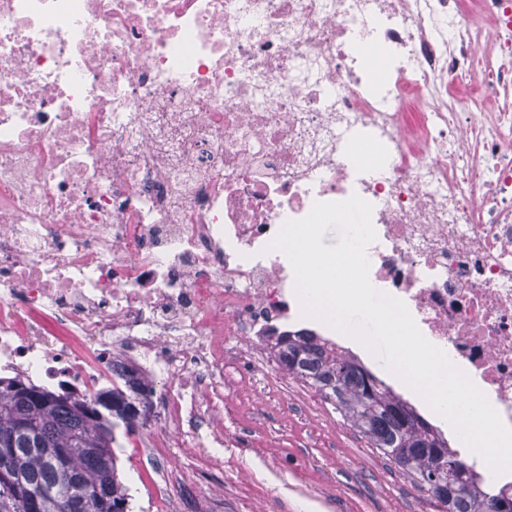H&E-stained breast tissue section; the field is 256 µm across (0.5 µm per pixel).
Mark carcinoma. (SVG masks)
Wrapping results in <instances>:
<instances>
[{
	"instance_id": "cac0c4a2",
	"label": "carcinoma",
	"mask_w": 512,
	"mask_h": 512,
	"mask_svg": "<svg viewBox=\"0 0 512 512\" xmlns=\"http://www.w3.org/2000/svg\"><path fill=\"white\" fill-rule=\"evenodd\" d=\"M275 348L282 370L314 389L445 512H512L503 510L511 493L354 356L301 332L276 337ZM120 367L121 383L89 399L0 378V512H66L68 503L82 504L81 512H130L115 429L131 435L144 423L154 384L136 365ZM27 489L37 493L32 511Z\"/></svg>"
}]
</instances>
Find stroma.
Listing matches in <instances>:
<instances>
[{"label":"stroma","mask_w":512,"mask_h":512,"mask_svg":"<svg viewBox=\"0 0 512 512\" xmlns=\"http://www.w3.org/2000/svg\"><path fill=\"white\" fill-rule=\"evenodd\" d=\"M143 433H117L131 512H158L153 481L174 485L176 507L196 512H437L435 504L333 408L280 368L224 363V445L177 467L139 453Z\"/></svg>","instance_id":"stroma-1"}]
</instances>
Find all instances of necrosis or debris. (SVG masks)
Masks as SVG:
<instances>
[{
  "label": "necrosis or debris",
  "instance_id": "1",
  "mask_svg": "<svg viewBox=\"0 0 512 512\" xmlns=\"http://www.w3.org/2000/svg\"><path fill=\"white\" fill-rule=\"evenodd\" d=\"M354 194L372 286L512 427V0H0V374L140 363L145 455L223 444L225 358L296 328L271 241Z\"/></svg>",
  "mask_w": 512,
  "mask_h": 512
}]
</instances>
